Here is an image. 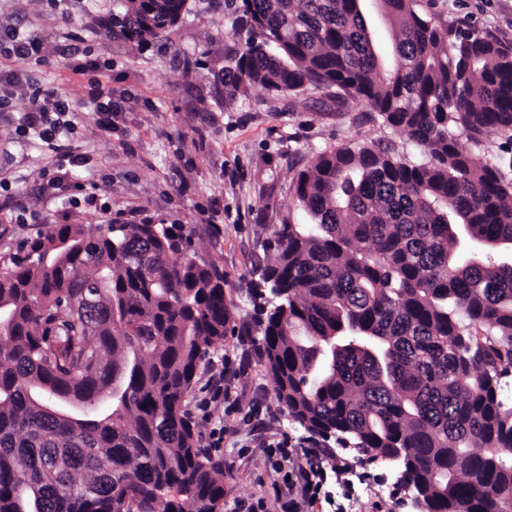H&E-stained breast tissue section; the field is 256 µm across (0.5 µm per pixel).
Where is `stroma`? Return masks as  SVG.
Returning a JSON list of instances; mask_svg holds the SVG:
<instances>
[{"label": "stroma", "mask_w": 512, "mask_h": 512, "mask_svg": "<svg viewBox=\"0 0 512 512\" xmlns=\"http://www.w3.org/2000/svg\"><path fill=\"white\" fill-rule=\"evenodd\" d=\"M112 0H0V24L21 23L50 35L78 32L83 46L112 65V87L124 92L112 135L96 133V116L81 80L64 56L25 64L32 85H51L72 98L76 114L67 142L83 165L77 184L42 193L51 160L33 135L16 130L30 88L17 90L0 111V270L27 240L54 224H126L151 219L184 225L205 261L224 273L232 332L198 369L188 408L199 444L222 438L223 512H290L289 465L284 448L310 453L313 445L279 407L258 340L269 299L262 268L273 232L283 222L304 223L293 193L294 175L318 151L366 138L409 149L405 135L367 122L365 104L322 112L309 96L271 98L252 88L224 101L216 75L246 39L225 0H188L179 22L150 46L114 38L100 22ZM424 9L512 47V0H426ZM311 463L319 488L300 512H417L398 484L394 462L359 458L334 441Z\"/></svg>", "instance_id": "stroma-1"}]
</instances>
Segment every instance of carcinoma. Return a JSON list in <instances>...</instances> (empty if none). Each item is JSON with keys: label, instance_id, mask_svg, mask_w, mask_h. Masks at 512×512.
Segmentation results:
<instances>
[{"label": "carcinoma", "instance_id": "1", "mask_svg": "<svg viewBox=\"0 0 512 512\" xmlns=\"http://www.w3.org/2000/svg\"><path fill=\"white\" fill-rule=\"evenodd\" d=\"M186 2L112 0V37L154 41ZM419 6L239 0L226 101H361L422 156L364 140L295 175L309 222L275 232L259 346L313 443L399 462L422 512H512V50ZM491 129L503 142L479 161ZM10 263L0 512H223L224 457L186 400L232 314L184 226L54 224Z\"/></svg>", "mask_w": 512, "mask_h": 512}]
</instances>
